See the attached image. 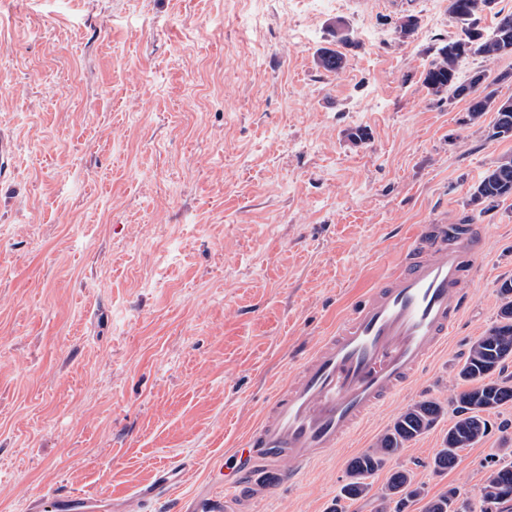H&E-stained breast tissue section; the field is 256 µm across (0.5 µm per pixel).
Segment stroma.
Segmentation results:
<instances>
[{"instance_id":"stroma-1","label":"stroma","mask_w":512,"mask_h":512,"mask_svg":"<svg viewBox=\"0 0 512 512\" xmlns=\"http://www.w3.org/2000/svg\"><path fill=\"white\" fill-rule=\"evenodd\" d=\"M406 16L418 27L399 37ZM347 21L337 74L316 63ZM448 0H0V512H219L220 470L285 374L400 261L459 224L512 139L423 79ZM361 130L363 141L349 132ZM473 304L411 384L254 512H331L348 462L409 405L449 403L512 279V198L475 220ZM452 422L389 457L418 496L479 504L512 426L431 461ZM179 470L168 500L161 470Z\"/></svg>"}]
</instances>
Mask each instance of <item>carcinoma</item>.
I'll use <instances>...</instances> for the list:
<instances>
[{"label": "carcinoma", "mask_w": 512, "mask_h": 512, "mask_svg": "<svg viewBox=\"0 0 512 512\" xmlns=\"http://www.w3.org/2000/svg\"><path fill=\"white\" fill-rule=\"evenodd\" d=\"M464 0H448V13L459 25L456 38L436 49V58L426 70L423 84L434 97L467 98L468 112L476 120L486 112L496 113L490 137H512V111H504V102L487 83L485 71H476L462 78L467 60L481 56L494 62L512 55V13L495 10L496 0H469L473 13L462 7ZM483 11L494 12L495 23L489 31L477 27V16ZM345 54L323 47L317 53V64L329 73L344 69ZM512 196V157L500 159L487 170L474 188L470 205L495 203ZM501 305L496 323L470 346L458 376L462 389L452 405L455 419L443 439V446L432 459L433 470L445 473L456 467L459 452L481 441L489 432L490 415L512 404V379L502 373L512 361V281L499 288ZM445 413V406L434 400H420L408 406L378 439L376 447L348 463L347 482L342 499L354 502L368 495L366 479L380 471L387 458L408 442L436 426ZM413 479L406 471L393 472L378 495L377 512H389L390 505L399 504L418 494L412 488ZM460 493L450 488L429 500L425 512H451ZM512 502V463H488L487 477L481 489V512H503L501 506Z\"/></svg>", "instance_id": "cac0c4a2"}]
</instances>
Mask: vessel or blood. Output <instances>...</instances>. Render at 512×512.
Instances as JSON below:
<instances>
[{"label":"vessel or blood","instance_id":"1","mask_svg":"<svg viewBox=\"0 0 512 512\" xmlns=\"http://www.w3.org/2000/svg\"><path fill=\"white\" fill-rule=\"evenodd\" d=\"M482 243L472 224L422 225L400 267L295 366L235 449L224 512H253L410 383L470 306Z\"/></svg>","mask_w":512,"mask_h":512}]
</instances>
